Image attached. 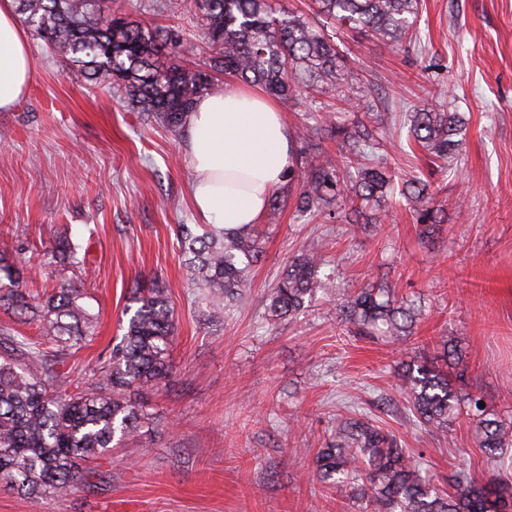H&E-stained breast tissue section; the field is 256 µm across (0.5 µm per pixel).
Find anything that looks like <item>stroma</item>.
<instances>
[{
    "mask_svg": "<svg viewBox=\"0 0 512 512\" xmlns=\"http://www.w3.org/2000/svg\"><path fill=\"white\" fill-rule=\"evenodd\" d=\"M337 36L363 106L465 114L460 161L445 170L400 130L379 132L398 179L437 182L447 219L424 238L413 209L390 199L378 223L356 233L303 224L292 189L280 187L281 219L264 225L244 295L216 326L195 317L202 290L177 239L178 225L198 221L182 136L120 90L88 89L30 40L29 89L0 112V253L37 263L27 292L62 282L86 290L96 335L69 364L89 384L120 339L135 281L157 282L174 313L173 374L138 394L155 425L138 431L136 452L118 448L91 463L63 497L33 503L0 482V512H359L346 484L327 487L312 473L351 409L422 454L436 483L461 467L491 476L466 413L441 433L414 422L399 373L410 361L434 362L441 340L458 344L468 363L459 395L483 394L512 422V0H421L413 39L399 46ZM60 235L80 244L79 264L53 259ZM304 248L321 255L336 289L271 321L259 298ZM369 284L420 306L406 333L351 332L339 305Z\"/></svg>",
    "mask_w": 512,
    "mask_h": 512,
    "instance_id": "obj_1",
    "label": "stroma"
}]
</instances>
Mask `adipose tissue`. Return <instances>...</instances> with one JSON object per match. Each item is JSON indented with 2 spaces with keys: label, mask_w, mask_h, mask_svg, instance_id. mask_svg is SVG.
<instances>
[{
  "label": "adipose tissue",
  "mask_w": 512,
  "mask_h": 512,
  "mask_svg": "<svg viewBox=\"0 0 512 512\" xmlns=\"http://www.w3.org/2000/svg\"><path fill=\"white\" fill-rule=\"evenodd\" d=\"M32 77L15 0H0V111L26 94ZM183 139L197 216L230 228L256 223L290 164L291 133L280 103L257 87L225 84L198 98Z\"/></svg>",
  "instance_id": "adipose-tissue-1"
}]
</instances>
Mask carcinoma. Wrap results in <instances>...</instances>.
I'll list each match as a JSON object with an SVG mask.
<instances>
[{"label":"carcinoma","mask_w":512,"mask_h":512,"mask_svg":"<svg viewBox=\"0 0 512 512\" xmlns=\"http://www.w3.org/2000/svg\"><path fill=\"white\" fill-rule=\"evenodd\" d=\"M33 35L87 81L116 87L132 107L151 115L172 132L182 130L195 100L214 90L215 75L261 85L283 101L304 93L332 95L323 103L320 137L304 141L302 164L288 169V186H298L295 210L326 224H359L381 200L397 195L413 204L417 223L430 235L441 223L430 182H398L373 129L385 128L391 113L348 120L359 108L350 91L356 79L336 43V28L370 35L386 46L411 37L420 0H312L313 15L274 0H160L156 7L178 18L190 16L197 37L209 48L207 80L195 66L181 63L196 47L175 29L147 24L114 10L108 0H16ZM464 125L456 112L425 106L410 113L408 140L444 168L459 153L456 136ZM179 242L193 281L205 291L199 321L220 318L224 307L243 294L248 272L260 257L254 226L179 225ZM54 257L78 263L77 247L58 237ZM32 270L24 258L0 254V273L8 281L0 299L40 322L53 345L50 352L11 329H0V481L29 499L71 493L84 479L81 463L97 460L124 444L151 414L133 398L171 374L174 317L164 290L137 284V308L119 342L102 363L97 381L86 384L67 368L72 350L95 335V316L82 303L79 288L62 284L41 299L22 284ZM334 287L322 272V258L301 250L277 285L262 298L276 319L298 314L316 294ZM360 336L373 330L396 336L413 323L409 305L396 304L393 292L367 285L340 306ZM401 387L415 417L437 430L460 405L478 432L479 446L495 463L496 474L477 479L460 470L448 476L446 491L424 473L420 461L396 437L368 419L351 417L318 449L312 464L320 482L349 485L363 512H512V425L479 407L482 397L461 401L448 373L412 362L401 372Z\"/></svg>","instance_id":"carcinoma-1"}]
</instances>
